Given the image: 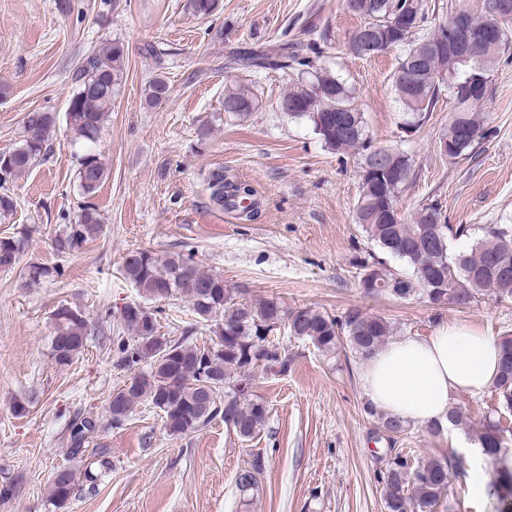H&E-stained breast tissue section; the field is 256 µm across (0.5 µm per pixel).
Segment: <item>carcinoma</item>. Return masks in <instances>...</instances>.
Wrapping results in <instances>:
<instances>
[{"label":"carcinoma","mask_w":512,"mask_h":512,"mask_svg":"<svg viewBox=\"0 0 512 512\" xmlns=\"http://www.w3.org/2000/svg\"><path fill=\"white\" fill-rule=\"evenodd\" d=\"M220 7V0H188V8L198 18H208ZM342 7L369 25L374 39L400 51L391 84L410 121L421 126L442 94H447L455 111L442 140L455 148V159L474 155L485 136L476 108L486 95L468 94L466 87L475 77L491 80L499 57L512 47V24L504 27L500 40L486 44L475 57L452 61L451 53L440 56L433 49L449 40L448 22L427 27L426 0H343ZM397 13L409 18L402 29H393L388 23ZM125 57L124 44L116 40L87 55L68 100L66 121L73 141L86 145L77 172L78 187L85 197L93 196L107 176L94 144L123 82ZM233 65L251 70H298L279 109L292 118L308 119L328 149L361 154L355 223L371 243L404 265L391 269L379 260L361 261L359 287L365 294L397 300L423 294L434 305L451 301L459 306H467L487 292L512 299V224H493L477 231L455 227L446 223L442 208L434 204L422 206L412 221H404L397 203L405 185L414 179L413 160L399 149L372 144L353 86L314 60L296 54L286 41L238 57ZM168 92V83L159 74L149 82L145 102L156 107ZM256 107L257 99L248 87L225 88V112L242 117ZM55 122L51 112L28 113L22 143L0 153L1 217L15 209L6 185L47 154ZM209 188L211 202L221 209L239 210L241 200L254 194L251 185L224 179L221 168L210 173ZM101 232L99 213L85 205L76 223L63 225L55 234L52 249L59 256L72 255ZM456 238H468L471 243L450 256L448 240ZM26 239L23 230L0 236V268L19 263ZM122 273L146 300L178 296L188 302L200 321L213 323L216 340L202 348L189 342L187 336L169 340L157 334L159 324L153 311L139 303L127 309L122 322L132 338L118 336L113 345L120 354L118 366L133 378L131 384L122 385L109 397L107 413L113 424L123 423L146 402L161 412L164 428L173 437L204 429L221 415L228 430L249 441L261 432L267 419L265 403L251 397L250 381L258 374L285 375L293 362V356L276 338L278 332L309 342L325 355L347 349L361 360L370 358L392 333L384 318L356 308L338 319L314 307L289 313L271 299L251 302L242 292L224 287V277L202 271L192 252L160 257L150 250L131 251L124 258ZM53 322L52 358L57 366L68 367L86 346L87 319L82 311L62 305L54 311ZM496 345V406L477 441L495 466L489 495L497 500L496 512H512V466L505 464L512 454V430L504 425V420L512 417V335L498 337ZM364 412L378 420L384 433L399 434L407 429V421L380 414L368 404ZM96 428L97 422L90 418L70 425L71 455L83 452ZM385 460L382 481L387 512H436L447 496L449 474L463 475L466 470L460 457L414 460L393 448L387 449ZM264 468V460L255 457L237 477L239 491L245 494L252 490ZM76 490V474L71 469L54 473L49 496L56 507H63Z\"/></svg>","instance_id":"obj_1"}]
</instances>
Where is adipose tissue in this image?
Here are the masks:
<instances>
[{
	"label": "adipose tissue",
	"instance_id": "obj_1",
	"mask_svg": "<svg viewBox=\"0 0 512 512\" xmlns=\"http://www.w3.org/2000/svg\"><path fill=\"white\" fill-rule=\"evenodd\" d=\"M497 363L491 336L445 324L431 335L401 336L379 348L362 366V389L376 411L428 428L447 423L452 394L492 387Z\"/></svg>",
	"mask_w": 512,
	"mask_h": 512
}]
</instances>
